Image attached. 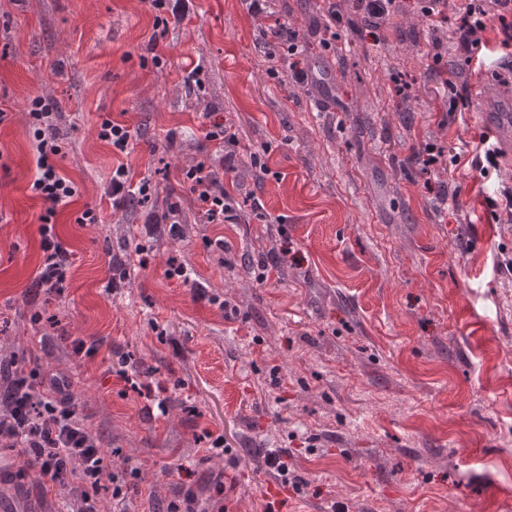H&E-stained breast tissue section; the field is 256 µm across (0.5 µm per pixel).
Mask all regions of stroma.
Wrapping results in <instances>:
<instances>
[{
	"mask_svg": "<svg viewBox=\"0 0 512 512\" xmlns=\"http://www.w3.org/2000/svg\"><path fill=\"white\" fill-rule=\"evenodd\" d=\"M273 7L313 82L269 59L277 43L245 0H190L180 19L148 0H0V362L71 379L124 483L120 501L99 489L100 512H158L189 488L207 512H512V224L493 217L512 165L485 178L471 166L488 132L483 74L417 0H399L376 37L344 11L328 49L322 0ZM453 85L469 93L454 112ZM36 97L54 107L60 167L78 189L55 216L71 262L59 291L33 284L46 208L30 190ZM106 119L130 127L127 153L98 138ZM221 130L237 138L236 170ZM426 142L461 153L458 169L424 167ZM120 163L151 179L148 204L113 206ZM199 163L238 203L237 223L199 216L184 181ZM170 202L185 213L179 237L146 231L147 208ZM88 209L96 223H81ZM278 252L257 281L255 263ZM172 262L188 279L167 277ZM76 339L101 345L79 357ZM117 351L131 371L152 369L165 414L113 373ZM207 431L229 454L205 456ZM278 448L303 494L266 466ZM80 495L41 492L32 473L0 483L11 512H66Z\"/></svg>",
	"mask_w": 512,
	"mask_h": 512,
	"instance_id": "obj_1",
	"label": "stroma"
}]
</instances>
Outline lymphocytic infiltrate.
I'll list each match as a JSON object with an SVG mask.
<instances>
[{
	"label": "lymphocytic infiltrate",
	"instance_id": "1",
	"mask_svg": "<svg viewBox=\"0 0 512 512\" xmlns=\"http://www.w3.org/2000/svg\"><path fill=\"white\" fill-rule=\"evenodd\" d=\"M421 13L436 23L455 17L459 45L470 64L482 65L491 55L512 57V0H418ZM497 14L500 27L488 36L486 17ZM28 125L37 143L38 176L32 191L48 208L41 217L39 233L47 257L36 274L38 285L56 287L64 282L69 267V253L57 240L53 218L58 205L68 203L76 194L73 182L57 171L60 153L52 108L44 99L30 102ZM204 164L188 169L185 177L208 223L221 224L234 219V208L224 190L204 173ZM13 409L9 418L0 417V439L9 438L18 448L25 469L35 471L41 490L66 484L69 478L98 487L105 469L100 444L81 423L78 404L67 379L44 375L38 385L17 379L12 389ZM83 462L79 473H71L68 463Z\"/></svg>",
	"mask_w": 512,
	"mask_h": 512
}]
</instances>
